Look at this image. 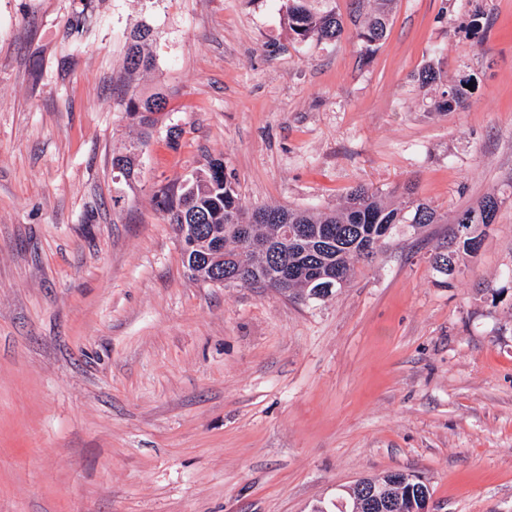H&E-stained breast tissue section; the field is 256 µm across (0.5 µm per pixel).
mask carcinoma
Listing matches in <instances>:
<instances>
[{
    "instance_id": "carcinoma-1",
    "label": "carcinoma",
    "mask_w": 512,
    "mask_h": 512,
    "mask_svg": "<svg viewBox=\"0 0 512 512\" xmlns=\"http://www.w3.org/2000/svg\"><path fill=\"white\" fill-rule=\"evenodd\" d=\"M374 2L377 7L369 14L360 34L369 45L378 43L386 36L393 0ZM285 19L288 30L300 41L316 39L333 42L343 33L342 21L334 9L313 11L308 8L307 0H288ZM153 42L151 28L147 25L138 27L131 35L125 58V74L130 86L123 99V112L145 131L153 127V115L164 109L165 101L158 94L146 98L140 96L131 83L140 73L154 67ZM418 80L424 86L439 83L445 86L436 103L439 110H450L464 95L461 87L447 85L440 69L430 63L418 73ZM144 145L143 140L132 143L112 157V169L117 171V178L128 185L140 173V155ZM223 169V161L209 162L208 167L186 181L180 191H162L157 197V205L170 215V222L176 225L184 223L192 214L203 219L204 231L199 237L203 243L213 233L221 236L224 239V272L233 273L244 265L250 285L273 288L284 295L325 298L332 290L324 287L322 280L313 281L315 271L336 268L341 280L336 282L335 287L344 288L352 278L355 263L373 258L396 225L409 224L421 229L440 220L437 210L413 197V191L408 187L405 188L406 201L400 205L384 193L358 184L347 193L343 206L328 212L271 205L249 206L242 201L235 184L223 173ZM497 208V199L488 196L478 209H465L458 213L455 223L463 226L465 233L457 238L454 247L433 257L435 267L451 273L458 262L474 253L489 227L485 213L495 212ZM256 211L278 216L274 223L253 224L252 237L262 246L278 241L285 224H303L311 230L308 239L290 241L284 249L288 265L295 269L286 286L277 277L276 258L262 249L245 253L239 251L234 225L250 223L251 215ZM397 491L396 512H421L430 494L427 485L414 481L399 486Z\"/></svg>"
}]
</instances>
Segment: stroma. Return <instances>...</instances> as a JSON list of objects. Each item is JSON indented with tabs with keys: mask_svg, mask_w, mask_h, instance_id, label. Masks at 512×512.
Instances as JSON below:
<instances>
[{
	"mask_svg": "<svg viewBox=\"0 0 512 512\" xmlns=\"http://www.w3.org/2000/svg\"><path fill=\"white\" fill-rule=\"evenodd\" d=\"M311 3L339 39H293L287 0H0V512H310L395 470L432 512H512V0H394L373 46L367 0ZM140 24L166 105L129 186ZM429 63L471 85L451 111ZM213 159L249 205L409 185L441 220L320 300L209 285L155 195ZM144 145L145 140L131 143L125 147L124 151L114 154L112 157V169L117 170L116 177L123 179L129 186L140 173V155ZM498 208V201L494 197H486L479 205L478 210L465 209L457 214L455 224L463 226L465 231L455 242H451L446 253H438L433 257L435 267L440 271L452 273L456 264L464 260L465 256L474 253L491 223L485 221L484 215L492 211V220ZM467 230V232H466ZM454 244V245H453ZM454 247V249H452Z\"/></svg>",
	"mask_w": 512,
	"mask_h": 512,
	"instance_id": "35a3bbf8",
	"label": "stroma"
}]
</instances>
